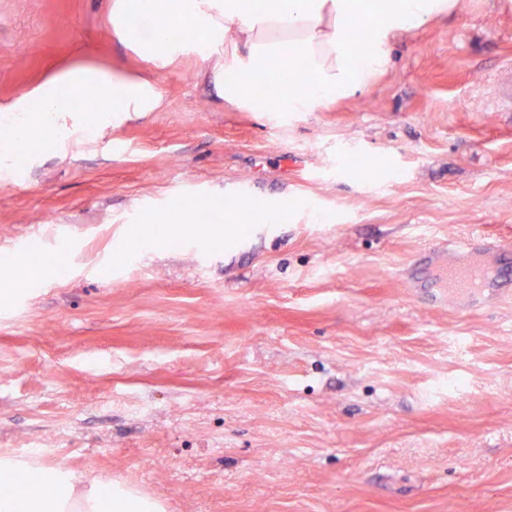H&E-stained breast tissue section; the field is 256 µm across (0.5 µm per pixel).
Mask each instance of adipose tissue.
I'll return each mask as SVG.
<instances>
[{
	"instance_id": "adipose-tissue-1",
	"label": "adipose tissue",
	"mask_w": 512,
	"mask_h": 512,
	"mask_svg": "<svg viewBox=\"0 0 512 512\" xmlns=\"http://www.w3.org/2000/svg\"><path fill=\"white\" fill-rule=\"evenodd\" d=\"M458 0H113L112 27L120 39L137 46L157 65L186 47L184 29L205 32L209 47L223 46L219 82L227 101L260 99L280 112H308L364 89L388 62L396 36L452 14ZM367 30L368 48L351 53L355 26ZM279 57L282 68L256 81L258 57ZM312 74L297 91L296 61ZM72 90L90 94L99 106L101 124L122 112H147L158 103L149 83L126 81L120 74L89 68L57 78ZM14 121L0 136V167L16 163L21 151L35 152L31 125L56 142L71 138L82 118H65L51 90L38 86L12 107ZM0 482L10 494L0 496V512H163L162 505L122 483L34 461L0 458Z\"/></svg>"
}]
</instances>
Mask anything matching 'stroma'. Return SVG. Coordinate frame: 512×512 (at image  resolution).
I'll use <instances>...</instances> for the list:
<instances>
[{
    "instance_id": "1",
    "label": "stroma",
    "mask_w": 512,
    "mask_h": 512,
    "mask_svg": "<svg viewBox=\"0 0 512 512\" xmlns=\"http://www.w3.org/2000/svg\"><path fill=\"white\" fill-rule=\"evenodd\" d=\"M213 65L157 66L112 0H0V118L78 66L161 96L0 180V254L39 228L46 265L0 281V455L165 512H512V299L402 279L448 236L512 238V0H463L312 112L224 101ZM244 184L287 221L225 223ZM183 200L215 213L170 227Z\"/></svg>"
}]
</instances>
